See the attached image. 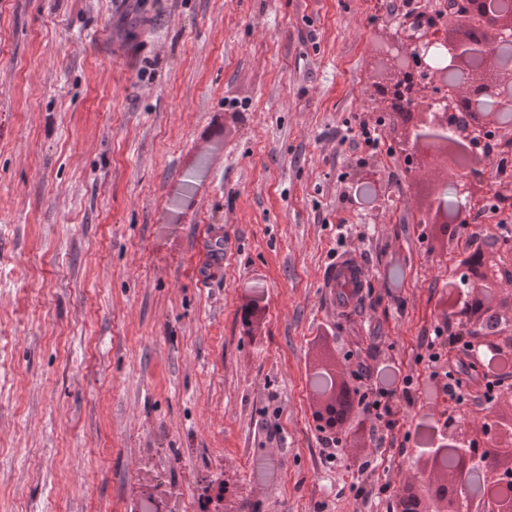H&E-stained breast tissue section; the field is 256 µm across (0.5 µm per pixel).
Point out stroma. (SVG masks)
I'll list each match as a JSON object with an SVG mask.
<instances>
[{
    "label": "stroma",
    "instance_id": "stroma-1",
    "mask_svg": "<svg viewBox=\"0 0 512 512\" xmlns=\"http://www.w3.org/2000/svg\"><path fill=\"white\" fill-rule=\"evenodd\" d=\"M409 11L448 29L443 0H0V512H135L145 490L200 512L227 475L253 512H388L430 453L418 425L484 409L466 380L406 409L395 446L355 428L378 452L364 475L325 461L310 415L316 336L365 378L423 373L466 272V237L420 240L457 174L407 171L366 97ZM362 120L378 148L344 142ZM367 161L387 188L369 205ZM472 193L479 246L512 240V179ZM340 249L368 270L344 311L325 286ZM264 457L279 479L256 476Z\"/></svg>",
    "mask_w": 512,
    "mask_h": 512
}]
</instances>
